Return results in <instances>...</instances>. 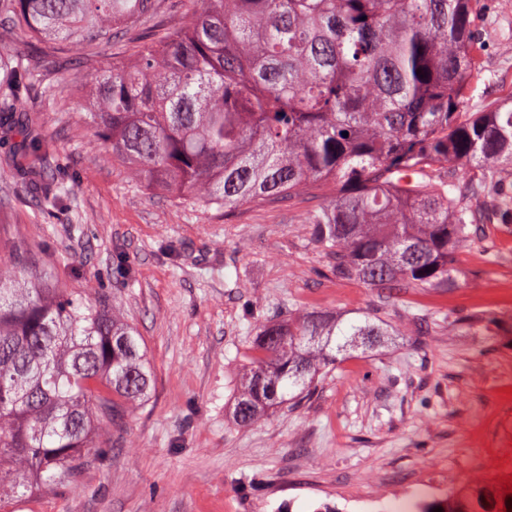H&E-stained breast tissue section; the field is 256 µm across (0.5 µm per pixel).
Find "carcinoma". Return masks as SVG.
<instances>
[{
  "label": "carcinoma",
  "instance_id": "cac0c4a2",
  "mask_svg": "<svg viewBox=\"0 0 512 512\" xmlns=\"http://www.w3.org/2000/svg\"><path fill=\"white\" fill-rule=\"evenodd\" d=\"M478 0H202L186 25L134 63L92 79L96 132L149 189L219 211L333 196L308 218L338 280L404 293L455 288L454 251L485 245L484 225L512 212V96L465 111L478 77ZM159 0H0V20L40 40L110 37L152 17ZM32 76L0 100L21 144L16 171L40 185L38 212L71 208L55 148L29 123ZM470 170L457 184L449 168ZM370 320L318 310L256 327L233 412L242 427L314 388ZM152 382L136 330L104 295L58 288L38 256L0 264V512L14 498L75 478L97 425L142 400ZM512 512L499 482L416 502L414 512Z\"/></svg>",
  "mask_w": 512,
  "mask_h": 512
}]
</instances>
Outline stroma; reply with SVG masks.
<instances>
[{"mask_svg": "<svg viewBox=\"0 0 512 512\" xmlns=\"http://www.w3.org/2000/svg\"><path fill=\"white\" fill-rule=\"evenodd\" d=\"M195 0H160L152 21L107 40L46 48L0 23V81L40 65L55 97L32 91L34 123L58 153L55 177L79 188L75 211L39 215L0 141V261L25 243L57 285L105 293L137 329L153 383L111 448L79 479L16 512H393L426 494L512 476V218L487 225L494 256L457 252L461 284L391 295L384 336L357 348L315 389L241 427L232 402L254 329L298 310L361 321L377 289L331 276L306 219L324 187L231 211L186 206L114 162L92 129L90 79L189 22ZM482 75L466 109L512 93V0H481ZM184 245L174 260L160 250ZM433 317L429 335L411 318Z\"/></svg>", "mask_w": 512, "mask_h": 512, "instance_id": "stroma-1", "label": "stroma"}]
</instances>
